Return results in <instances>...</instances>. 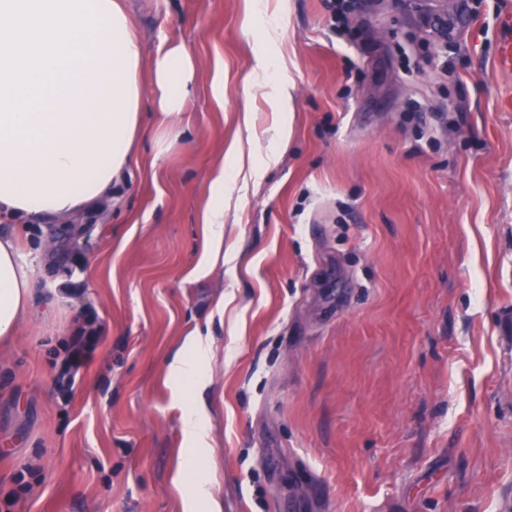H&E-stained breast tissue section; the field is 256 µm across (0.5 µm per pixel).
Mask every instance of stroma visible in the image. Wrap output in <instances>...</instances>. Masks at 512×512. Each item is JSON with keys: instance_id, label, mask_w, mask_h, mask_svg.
<instances>
[{"instance_id": "obj_1", "label": "stroma", "mask_w": 512, "mask_h": 512, "mask_svg": "<svg viewBox=\"0 0 512 512\" xmlns=\"http://www.w3.org/2000/svg\"><path fill=\"white\" fill-rule=\"evenodd\" d=\"M128 3L145 57L195 58L192 92L175 129L145 115L119 207L18 229L35 313L0 341V512H512V0H352V40L326 0ZM270 152L213 246V182ZM195 336L199 389L171 370ZM499 27L502 36L498 43L495 64L500 71L512 74V12L510 10L500 15ZM86 326L77 327L73 336L70 337L68 354L64 362L65 370L69 374L72 383L75 382L79 372L87 367L92 360L93 344L100 337L99 329H93L92 321L86 320Z\"/></svg>"}]
</instances>
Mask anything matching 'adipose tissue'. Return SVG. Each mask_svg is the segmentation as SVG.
<instances>
[{
	"label": "adipose tissue",
	"mask_w": 512,
	"mask_h": 512,
	"mask_svg": "<svg viewBox=\"0 0 512 512\" xmlns=\"http://www.w3.org/2000/svg\"><path fill=\"white\" fill-rule=\"evenodd\" d=\"M196 61L145 59L122 0H0V216L65 222L116 202L151 99L184 111ZM33 268L0 233V339L27 314Z\"/></svg>",
	"instance_id": "1"
}]
</instances>
